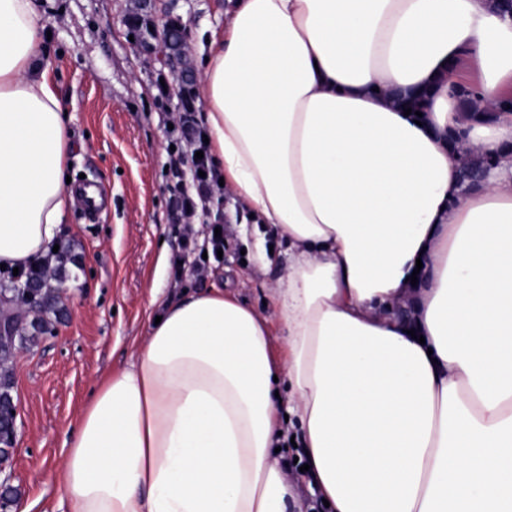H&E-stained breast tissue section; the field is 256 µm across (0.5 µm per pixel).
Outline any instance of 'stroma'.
<instances>
[{"label": "stroma", "instance_id": "stroma-1", "mask_svg": "<svg viewBox=\"0 0 512 512\" xmlns=\"http://www.w3.org/2000/svg\"><path fill=\"white\" fill-rule=\"evenodd\" d=\"M50 31L48 60L60 101L71 120L72 183L86 181L107 193L105 207L87 216L74 207L58 241L69 246L71 299L48 332L17 348L10 364L18 409L17 449L0 478L12 488L20 512H53L62 490L58 470L65 442L97 381L128 367L156 313L151 299L176 301L212 288L234 292L264 311L268 288L280 267H262L255 226L232 198L213 208L228 218L224 260L205 276L193 256H181L183 225L170 223L171 181L167 170L175 97L159 98L157 77L177 71L145 63L136 16L145 0H35ZM230 0H174L172 17L185 25L196 48L205 32L224 26ZM183 272L174 275L173 260Z\"/></svg>", "mask_w": 512, "mask_h": 512}]
</instances>
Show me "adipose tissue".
<instances>
[{"mask_svg":"<svg viewBox=\"0 0 512 512\" xmlns=\"http://www.w3.org/2000/svg\"><path fill=\"white\" fill-rule=\"evenodd\" d=\"M206 55L210 156L284 240L261 255L284 272L267 314L219 288L160 304L76 421L59 472L71 512H512V15L235 0ZM46 56L33 0H0L10 268L45 254L76 203ZM459 85L500 102L493 119L465 112ZM474 153L495 165L467 189Z\"/></svg>","mask_w":512,"mask_h":512,"instance_id":"ef3b65f1","label":"adipose tissue"}]
</instances>
